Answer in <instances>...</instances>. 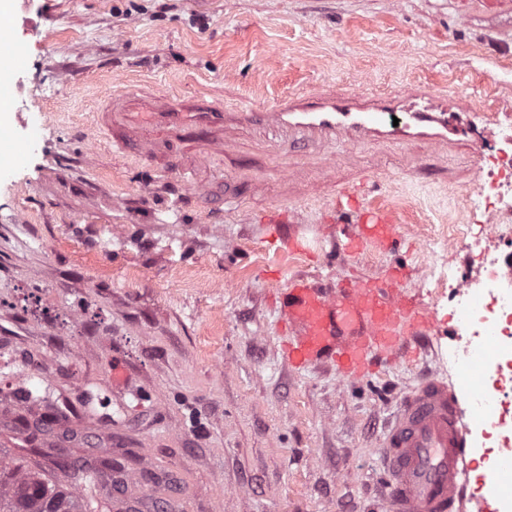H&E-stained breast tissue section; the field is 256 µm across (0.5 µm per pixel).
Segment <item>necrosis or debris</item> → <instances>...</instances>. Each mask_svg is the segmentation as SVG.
I'll list each match as a JSON object with an SVG mask.
<instances>
[{"label": "necrosis or debris", "instance_id": "1", "mask_svg": "<svg viewBox=\"0 0 512 512\" xmlns=\"http://www.w3.org/2000/svg\"><path fill=\"white\" fill-rule=\"evenodd\" d=\"M467 196L470 211L490 219L491 237L512 238V144L500 148L495 168L481 172ZM503 264L493 255L476 279L449 274L448 301L465 325L466 342L454 352L455 364L491 366L493 394L475 398V409L490 415L492 429L512 432V279L502 273Z\"/></svg>", "mask_w": 512, "mask_h": 512}]
</instances>
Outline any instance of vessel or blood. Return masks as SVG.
<instances>
[{
	"mask_svg": "<svg viewBox=\"0 0 512 512\" xmlns=\"http://www.w3.org/2000/svg\"><path fill=\"white\" fill-rule=\"evenodd\" d=\"M448 99L432 91L401 90L367 96L327 88L286 95L270 111L231 112L199 96L183 101L139 87L113 90L94 115V128L112 150L159 165L181 187H197L199 166L223 155L241 126L275 129L296 141L382 140L448 143ZM333 220L356 225L345 247L382 249L401 242L392 215L358 199L357 187L332 183ZM391 274L376 281L349 279L337 287L297 277L282 294L292 337L284 356L291 366L324 365L348 382L371 377L378 362L416 354L412 340L433 333L460 337V325L440 326L433 306L412 308ZM384 448L385 512H512V492L485 476L478 496L460 477L480 453L477 428L466 425L447 382L429 376L403 395L387 425Z\"/></svg>",
	"mask_w": 512,
	"mask_h": 512,
	"instance_id": "1",
	"label": "vessel or blood"
}]
</instances>
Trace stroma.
<instances>
[{"label":"stroma","mask_w":512,"mask_h":512,"mask_svg":"<svg viewBox=\"0 0 512 512\" xmlns=\"http://www.w3.org/2000/svg\"><path fill=\"white\" fill-rule=\"evenodd\" d=\"M18 57L0 73L21 158L0 174V458L51 466L111 452L137 512H382V443L397 397L435 373L460 385L454 340L350 385L281 355L278 293L296 274L404 269L414 304L450 318L463 198L512 126V0H12ZM205 92L272 109L321 83L382 94L427 84L472 112L447 147L292 144L241 129L198 172L207 199L147 194L159 174L112 152L92 112L113 89ZM368 174L367 202L403 236L337 251L331 180ZM239 201H224L226 186ZM287 225L269 221L272 208ZM53 404L31 436L14 418Z\"/></svg>","instance_id":"1"}]
</instances>
